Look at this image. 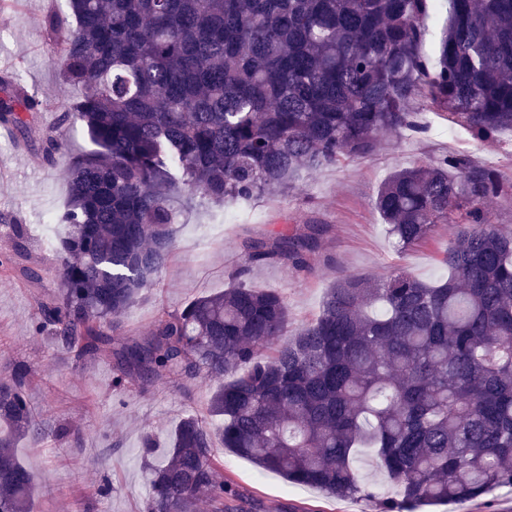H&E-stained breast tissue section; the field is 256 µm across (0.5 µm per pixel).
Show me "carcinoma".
<instances>
[{
	"instance_id": "obj_1",
	"label": "carcinoma",
	"mask_w": 512,
	"mask_h": 512,
	"mask_svg": "<svg viewBox=\"0 0 512 512\" xmlns=\"http://www.w3.org/2000/svg\"><path fill=\"white\" fill-rule=\"evenodd\" d=\"M436 57L422 55L440 0H66L41 23L66 80L83 93L64 119L98 146L75 159L52 222L60 288L39 302L37 333L92 360L115 361L112 387L230 376L210 420L184 415L165 463L141 458L144 512H241L215 440L259 469L338 499L370 498L355 468L368 452L399 492L384 512L476 501L512 490V234L492 224L497 171L465 155L394 171L374 204L407 251L455 224L427 283L405 270L351 276L318 316L263 357L288 327L276 289L247 284L250 265L308 268L324 229L249 238L235 284L161 317L150 334L112 332L173 257V225L192 200L250 201L302 170L372 155L382 138L427 126L407 110L421 89L448 120L491 145L512 131V0H447ZM35 94L0 100V123L23 130ZM62 142L43 139L55 161ZM24 234L0 262L28 281ZM30 369L0 382V512H29L30 471L17 439L41 438Z\"/></svg>"
}]
</instances>
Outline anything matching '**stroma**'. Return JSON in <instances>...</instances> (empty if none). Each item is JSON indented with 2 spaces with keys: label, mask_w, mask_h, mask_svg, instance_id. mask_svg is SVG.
Segmentation results:
<instances>
[{
  "label": "stroma",
  "mask_w": 512,
  "mask_h": 512,
  "mask_svg": "<svg viewBox=\"0 0 512 512\" xmlns=\"http://www.w3.org/2000/svg\"><path fill=\"white\" fill-rule=\"evenodd\" d=\"M58 2L11 0L0 10V72L18 70L23 89L50 103L29 119L25 133L10 127L0 131V258L11 253L13 226L21 224L40 273L32 283L0 274V380L9 376L14 361H25L32 369L29 399L43 435L37 444L22 441L17 448L36 485L32 512H142L147 497L140 456L143 433L159 439L154 461L163 463L164 444L176 423L186 413H204L215 383L152 384L120 396L112 390L110 362L58 349L47 335L34 330L39 301L59 288V259L45 243V220L68 198L69 160L95 149L80 123L63 118L82 90L64 79L40 23ZM408 109L425 116L426 133L382 139L368 159L301 172L284 191L250 202L248 212L221 232L210 226L218 216L235 211V204H196L174 227L172 262L124 316L118 336L149 335L158 318L180 312L197 297L223 292L245 263L241 243L246 237L300 232L308 224L325 228L318 247L307 256L308 270L271 262L253 266L247 278L252 287L275 288L284 295L289 330L315 319L328 288L349 276L378 278L403 269L431 283L446 278L440 257L455 225L436 226L426 243L400 253L374 207L387 176L413 163L464 154L498 169L504 189L490 199L488 211L492 223L512 233V132H503L496 144L482 145L462 127H450L447 115L425 98L413 99ZM448 127L453 128V137L443 136ZM49 129L59 131L65 142L52 165L42 163L38 153ZM63 420L76 429L78 440L56 436L55 427ZM214 454L224 464L225 483L247 497L244 512H381L385 499L396 495L395 486L367 454L356 461L373 488V497L366 500H337L288 483L278 473L259 470L221 447Z\"/></svg>",
  "instance_id": "stroma-1"
}]
</instances>
